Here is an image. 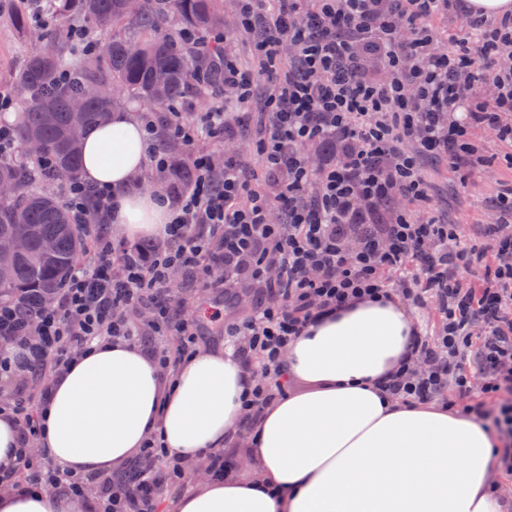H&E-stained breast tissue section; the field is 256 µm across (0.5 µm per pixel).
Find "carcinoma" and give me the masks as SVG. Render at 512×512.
Listing matches in <instances>:
<instances>
[{"instance_id": "obj_1", "label": "carcinoma", "mask_w": 512, "mask_h": 512, "mask_svg": "<svg viewBox=\"0 0 512 512\" xmlns=\"http://www.w3.org/2000/svg\"><path fill=\"white\" fill-rule=\"evenodd\" d=\"M45 6L58 20L77 14L100 31L126 28L129 33L109 37L101 47L102 57L84 59L83 81L74 88L57 84L58 72L66 61L64 29L54 41L28 56L16 74L25 107L20 144L36 137L42 147L35 154L24 152L17 161H0V182L12 189L10 199L0 200V234H23L30 240L28 252L12 260L11 280L0 285V305L19 304L25 309L51 303L85 251L84 239L69 211L29 179L28 159L47 156L52 161L48 176L78 179L80 145H69L65 139L73 118L72 98L86 93L92 83H105L118 90L114 98L84 99L83 122L87 127L129 97L164 110L188 91V77L200 82L209 69L206 56L185 52L178 32L163 28L164 18L171 15L200 29L222 25V0H141L139 10L132 14L126 12L123 0H45ZM191 183V167L175 164L168 184L187 189ZM43 239L55 242L49 256L40 250Z\"/></svg>"}]
</instances>
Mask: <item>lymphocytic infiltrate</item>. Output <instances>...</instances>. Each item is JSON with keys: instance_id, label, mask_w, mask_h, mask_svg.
<instances>
[{"instance_id": "obj_1", "label": "lymphocytic infiltrate", "mask_w": 512, "mask_h": 512, "mask_svg": "<svg viewBox=\"0 0 512 512\" xmlns=\"http://www.w3.org/2000/svg\"><path fill=\"white\" fill-rule=\"evenodd\" d=\"M301 2L241 0L245 29L267 19L256 41L262 70L270 72L283 41L296 56L295 72L272 75L269 120L257 142L275 197L252 190L240 162L218 170L194 152L190 189L167 195L172 220L143 252L112 238L109 191L81 181L62 188L92 251L52 305L0 306V412L14 419L21 442L0 484L20 475L42 491L93 499L96 512H159L164 494L186 478L180 457L152 442L120 471L71 475L47 456L32 458L28 443L42 427L31 404L45 402L53 378L102 340L142 346L163 373L174 372L197 350L199 332L171 293L170 274L203 265L223 270L207 282L219 294L257 292L253 314L212 316L250 377L238 434H252L265 408L286 393L288 346L318 317L367 298L416 308L431 296L445 316L441 331L414 332L381 388L401 403L435 402L482 423L497 462L512 472V182L498 196L495 223L485 227L493 262L475 288L463 273L483 264L484 254L459 247L457 225L429 216L418 160L445 154L475 173L485 161L470 140L473 129L512 141V15L491 22L465 14V37L444 55L433 50L429 21L454 0H318L308 13ZM211 47L233 106L246 104L254 74L227 59L223 33ZM477 83L489 87L490 99L472 95ZM166 125L192 149L226 131L220 107L194 125L174 111ZM408 139L416 150L405 148ZM315 140L335 144L341 158L310 170L302 147ZM395 197L409 210L384 211ZM274 208L284 215L277 224L268 219ZM478 326L487 334L476 347Z\"/></svg>"}]
</instances>
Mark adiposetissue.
<instances>
[{
    "label": "adipose tissue",
    "mask_w": 512,
    "mask_h": 512,
    "mask_svg": "<svg viewBox=\"0 0 512 512\" xmlns=\"http://www.w3.org/2000/svg\"><path fill=\"white\" fill-rule=\"evenodd\" d=\"M117 135L122 154L106 162L103 147ZM82 154L85 182L112 193L118 235L163 234L170 213L162 198L132 188L148 146L131 111L109 112L88 128ZM412 329L395 302L357 303L308 326L286 354L294 387L261 416L246 468L181 497L176 512H502L490 484L491 435L472 419L398 403L379 387ZM248 381L218 348L197 350L169 378L137 345L102 342L54 379L40 445L77 475L120 468L153 436L192 461L231 435ZM84 508L23 486L0 496V512Z\"/></svg>",
    "instance_id": "obj_1"
}]
</instances>
